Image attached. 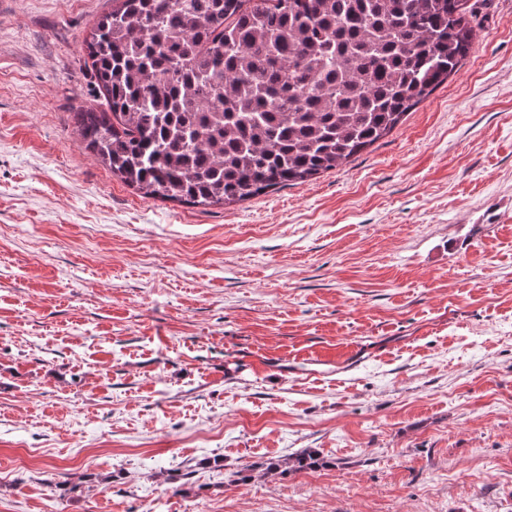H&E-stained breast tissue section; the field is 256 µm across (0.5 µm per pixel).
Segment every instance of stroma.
Wrapping results in <instances>:
<instances>
[{"label":"stroma","instance_id":"stroma-1","mask_svg":"<svg viewBox=\"0 0 512 512\" xmlns=\"http://www.w3.org/2000/svg\"><path fill=\"white\" fill-rule=\"evenodd\" d=\"M111 7L0 0V512H512V0L346 167L224 207L73 133Z\"/></svg>","mask_w":512,"mask_h":512}]
</instances>
